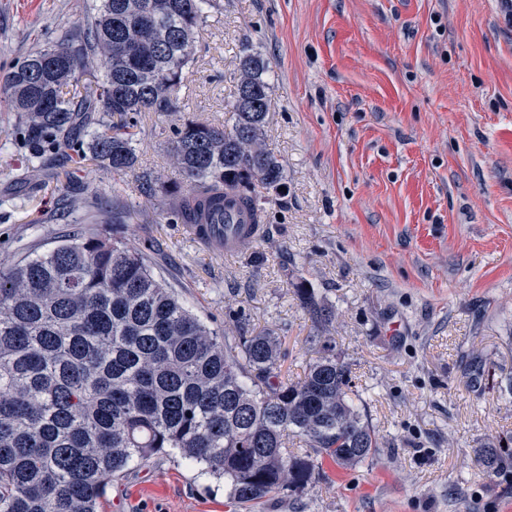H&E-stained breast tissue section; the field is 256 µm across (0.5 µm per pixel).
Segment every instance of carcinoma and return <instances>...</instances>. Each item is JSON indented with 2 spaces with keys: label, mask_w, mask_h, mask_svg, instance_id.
I'll use <instances>...</instances> for the list:
<instances>
[{
  "label": "carcinoma",
  "mask_w": 512,
  "mask_h": 512,
  "mask_svg": "<svg viewBox=\"0 0 512 512\" xmlns=\"http://www.w3.org/2000/svg\"><path fill=\"white\" fill-rule=\"evenodd\" d=\"M210 6L94 0L80 24L0 74V103L17 113L31 158L42 165L73 151L133 170L130 115L185 108L176 92ZM32 62L42 64L38 82L26 74ZM269 69L245 53L232 124L176 130L187 190L171 196L182 223L205 224L230 201L263 223L258 187L282 181L262 141ZM294 293L314 323L331 322L332 306L313 290L299 282ZM322 348L302 378L282 375L277 337L219 334L143 253L99 232L0 265V512H99L108 482L159 455L224 479L241 505L304 491L325 459L359 465L381 441L355 403L349 364L330 342ZM292 437L305 451L288 450ZM478 456L489 472L512 467V448Z\"/></svg>",
  "instance_id": "1"
}]
</instances>
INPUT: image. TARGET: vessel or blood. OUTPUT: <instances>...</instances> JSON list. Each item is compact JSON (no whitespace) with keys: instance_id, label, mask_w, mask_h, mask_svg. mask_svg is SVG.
Wrapping results in <instances>:
<instances>
[{"instance_id":"1","label":"vessel or blood","mask_w":512,"mask_h":512,"mask_svg":"<svg viewBox=\"0 0 512 512\" xmlns=\"http://www.w3.org/2000/svg\"><path fill=\"white\" fill-rule=\"evenodd\" d=\"M183 231L203 247L227 259L262 236L261 231L250 225L248 214L235 207L214 215L212 223L184 225Z\"/></svg>"}]
</instances>
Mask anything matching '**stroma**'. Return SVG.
I'll return each instance as SVG.
<instances>
[{"label":"stroma","mask_w":512,"mask_h":512,"mask_svg":"<svg viewBox=\"0 0 512 512\" xmlns=\"http://www.w3.org/2000/svg\"><path fill=\"white\" fill-rule=\"evenodd\" d=\"M89 10L0 0V70ZM249 51L270 62L262 137L283 189L262 194L266 236L227 260L183 234L166 190L177 129L230 123ZM179 97L185 111L135 116L127 173L78 157L34 169L0 110V262L78 231L117 237L211 328L278 336L293 379L321 354L293 293L305 282L336 312L329 334L383 446L249 508L159 456L106 484L101 512H512V468L478 460L512 442V24L499 0H214ZM103 198L119 223L100 220Z\"/></svg>","instance_id":"35a3bbf8"}]
</instances>
